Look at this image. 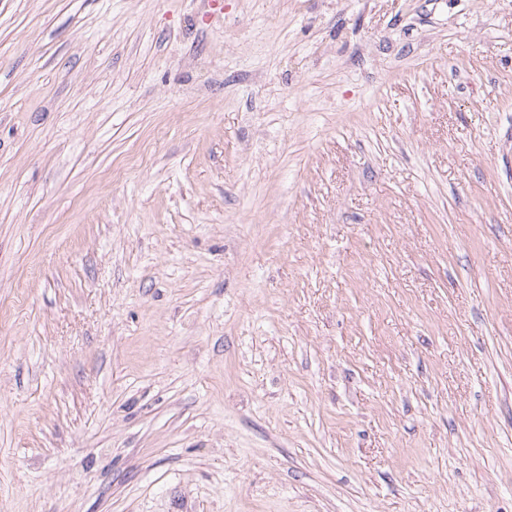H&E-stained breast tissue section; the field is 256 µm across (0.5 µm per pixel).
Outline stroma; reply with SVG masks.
I'll use <instances>...</instances> for the list:
<instances>
[{
  "label": "stroma",
  "instance_id": "stroma-1",
  "mask_svg": "<svg viewBox=\"0 0 512 512\" xmlns=\"http://www.w3.org/2000/svg\"><path fill=\"white\" fill-rule=\"evenodd\" d=\"M0 0V512H512V0Z\"/></svg>",
  "mask_w": 512,
  "mask_h": 512
}]
</instances>
